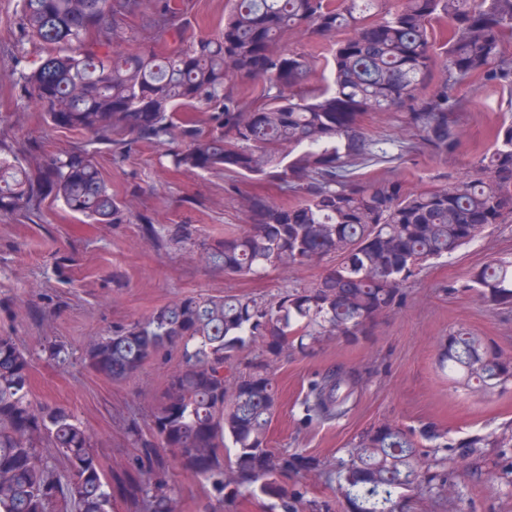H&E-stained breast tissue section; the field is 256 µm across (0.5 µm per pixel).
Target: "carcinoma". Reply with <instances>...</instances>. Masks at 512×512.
I'll use <instances>...</instances> for the list:
<instances>
[{
  "instance_id": "obj_1",
  "label": "carcinoma",
  "mask_w": 512,
  "mask_h": 512,
  "mask_svg": "<svg viewBox=\"0 0 512 512\" xmlns=\"http://www.w3.org/2000/svg\"><path fill=\"white\" fill-rule=\"evenodd\" d=\"M19 2L23 36L53 46L22 74L23 89L47 125L87 141L36 170L0 149V211L22 213L52 198L94 222L124 224L127 210L112 196L94 146H112V160L122 162L134 145L175 144L177 168L277 181L295 200L243 198L249 228L203 244L208 265L256 275L336 256L309 290L266 304L188 295L86 347L85 365L115 381L153 359L178 357L149 434L132 428L138 474L116 478L117 485L149 512H174L175 486L159 467L168 452L211 486L215 502L203 512H224V503L244 493L271 499V512H319L301 482L288 483L319 462L268 446L274 366L333 336L366 340L402 306L403 288L426 262L512 217V118L493 129L469 174L444 185L411 192L397 177L356 173L416 152L444 160L454 154L463 86L505 95L512 109V0H229L224 26L211 36L196 32L193 0ZM135 20L178 48L165 57L126 51ZM437 25L450 27L441 47ZM294 29L336 38L332 85L305 89L314 58L281 44ZM368 112L396 113L411 138L369 135L362 124ZM195 236L179 224L167 241ZM458 288L511 309L512 260H491L442 291ZM251 340L261 341V355L226 384L224 367ZM439 363L471 391L512 383V355L464 328L448 334ZM31 370V354L0 336V512H112V483L90 435L67 409L31 400ZM361 382L353 369L312 380L300 402L303 422L345 417ZM419 437L448 447L430 427L417 432L388 422L352 440L338 464L349 512H408L406 492L418 488L448 494L447 478L422 471ZM45 443L67 459L68 474L49 465ZM463 446L511 448L512 433L473 436Z\"/></svg>"
}]
</instances>
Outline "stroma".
<instances>
[{
    "instance_id": "obj_1",
    "label": "stroma",
    "mask_w": 512,
    "mask_h": 512,
    "mask_svg": "<svg viewBox=\"0 0 512 512\" xmlns=\"http://www.w3.org/2000/svg\"><path fill=\"white\" fill-rule=\"evenodd\" d=\"M283 46L315 56L309 87L329 83L334 40L294 30L284 37ZM47 51V46L23 39L18 0H0V144L13 148L32 167L85 140L81 133L49 127L22 88L20 71ZM460 95L465 100L459 114L462 139L455 154L445 160L411 154L393 168H363L364 177L394 175L408 190L418 191L435 186L438 174L464 175L503 114L498 95L466 87ZM98 161L110 190L125 204L130 223L95 224L49 199L29 217L0 213V306H9L8 311L0 309V336L14 337L34 351L33 400L71 410L91 435L104 471L114 477L134 471L138 449L130 428L136 424L148 429L157 395L177 363L153 361L135 377L112 382L82 363L84 348L113 326L145 319L182 296H246L263 304L283 290L313 287L323 267L270 268L235 276L210 267L199 246L159 247L142 236L140 214L151 216L163 232L178 224L192 225L201 239L249 225L248 214L225 191L228 175L175 170L166 148L155 145L136 146L118 165L104 149ZM60 256L70 259L66 269L56 266ZM499 256H512L511 222L489 227L458 253L428 262L407 284L401 308L382 318L362 344L333 337L314 353L291 354L275 366L278 400L269 445L318 460V468L304 473L302 482L308 499L322 504L325 512L348 509L336 482V462L347 442L384 422L416 429L428 425L447 434L450 442L446 448L427 444L422 464L447 472L456 489L454 498L414 492L410 512H512V448L464 445L469 436L512 426V385L492 394L463 390L438 362L449 332L460 327L512 355V311L490 308L468 292L443 291ZM48 342L65 345L67 359L58 363L41 355V345ZM353 367L366 380L349 415L324 425L301 423L298 400L309 381ZM161 463L178 487L177 512H202L209 485L180 469L170 455H163Z\"/></svg>"
}]
</instances>
